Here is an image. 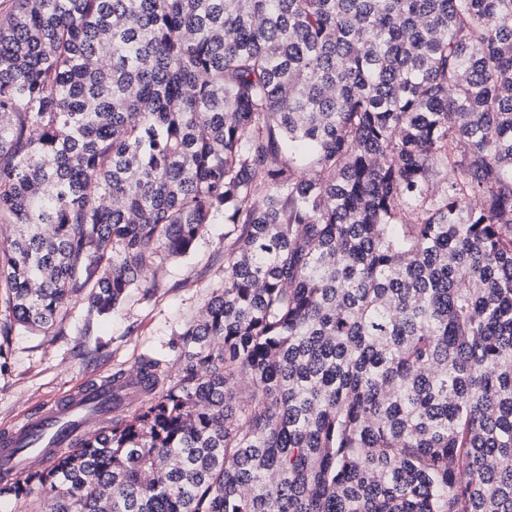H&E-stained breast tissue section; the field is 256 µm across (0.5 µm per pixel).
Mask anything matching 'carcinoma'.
Listing matches in <instances>:
<instances>
[{"mask_svg":"<svg viewBox=\"0 0 512 512\" xmlns=\"http://www.w3.org/2000/svg\"><path fill=\"white\" fill-rule=\"evenodd\" d=\"M218 222L15 512H512V0H0V370Z\"/></svg>","mask_w":512,"mask_h":512,"instance_id":"1","label":"carcinoma"}]
</instances>
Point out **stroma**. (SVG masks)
Here are the masks:
<instances>
[{
  "label": "stroma",
  "mask_w": 512,
  "mask_h": 512,
  "mask_svg": "<svg viewBox=\"0 0 512 512\" xmlns=\"http://www.w3.org/2000/svg\"><path fill=\"white\" fill-rule=\"evenodd\" d=\"M224 232L223 225H208L189 254L165 261L150 296L132 291L108 317L76 299L49 333L15 328L0 371V435L73 390L131 369L140 356L174 362L184 325L223 282Z\"/></svg>",
  "instance_id": "35a3bbf8"
}]
</instances>
